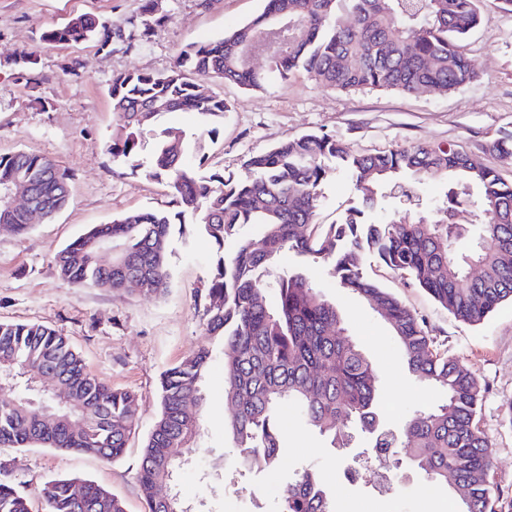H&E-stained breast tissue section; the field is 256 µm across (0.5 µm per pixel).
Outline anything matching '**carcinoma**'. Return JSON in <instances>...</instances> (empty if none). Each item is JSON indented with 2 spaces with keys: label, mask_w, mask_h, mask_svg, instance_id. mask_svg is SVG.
I'll return each instance as SVG.
<instances>
[{
  "label": "carcinoma",
  "mask_w": 512,
  "mask_h": 512,
  "mask_svg": "<svg viewBox=\"0 0 512 512\" xmlns=\"http://www.w3.org/2000/svg\"><path fill=\"white\" fill-rule=\"evenodd\" d=\"M278 18L292 24L284 47L264 70L254 69L244 48L262 42ZM488 22L483 0H267L262 14L222 38L186 45L168 72L133 70L112 78L109 94L119 131L106 150L132 170L166 181L177 211L129 212L92 227L56 255L59 277L113 293L130 289L135 280L136 292L159 297L172 284L168 249L174 218L194 215L220 251L234 242L232 251L218 257L208 288V342L161 375L160 412L139 469L147 512L167 510L162 492L171 488L175 469L168 449L192 450L200 426L186 418L184 406L189 401L203 406L205 371L218 347L224 349V398L234 408L228 430L246 470L278 467L279 412L288 405L330 447L348 448L353 431L367 433L375 449H404L429 484L445 485L452 493L460 489L458 512H495L490 444L477 420L485 386L435 345L396 296L366 277L362 263L374 254L455 318L483 321L512 301V183L452 145L355 154L340 139L307 133L247 157L242 173L226 178L204 177L184 163L182 130L162 128L149 146L142 140L166 112L224 117L228 105L209 92L211 77L254 89L303 70L340 91H457L476 79L464 41ZM90 38L105 48L112 31L78 16L45 35L55 44ZM336 168L354 179L358 204L336 223L318 224L322 185ZM430 179L445 185L436 215L413 224L371 219L388 198L410 199ZM68 181L67 171L49 158L24 151L0 156V189L24 182L41 201L61 209ZM471 206L481 216L478 238L462 252L456 248L461 237L456 218L459 209ZM247 224L258 226L256 236H240ZM106 242L116 249L110 269L96 261ZM285 250L301 258L298 267H279ZM318 267L328 269L337 287L381 307L408 372L445 388L444 403L417 411L396 430L380 424L375 365L346 334L336 305L314 286L308 270ZM46 369L62 376L65 389L44 404L19 391L17 379ZM135 419L133 395L87 370L62 332L43 324L0 323V446L115 460ZM77 484L86 487L81 501L73 494ZM38 494L44 512H126L121 498L87 479L58 477ZM0 512H31L28 496L0 480ZM277 512H334V501L315 470L306 468L286 481Z\"/></svg>",
  "instance_id": "carcinoma-1"
}]
</instances>
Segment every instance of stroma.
Here are the masks:
<instances>
[{
    "instance_id": "35a3bbf8",
    "label": "stroma",
    "mask_w": 512,
    "mask_h": 512,
    "mask_svg": "<svg viewBox=\"0 0 512 512\" xmlns=\"http://www.w3.org/2000/svg\"><path fill=\"white\" fill-rule=\"evenodd\" d=\"M145 0H0V156L19 150L55 160L70 174V198L52 218L18 235L0 230V322H34L62 331L87 368L113 388L132 393L137 417L126 451L117 461L51 448H0L6 479L28 493L32 512H42L39 488L69 475L95 481L145 512L138 481L141 452L160 410L162 373L205 340L206 289L217 247L197 226L174 231L169 248L172 286L161 298L113 294L66 284L56 272L57 253L89 228L130 211H172L161 182L132 173L105 148L117 129L108 94L114 76L130 70L164 73L191 42L219 39L250 21L265 0H157L160 23L144 30ZM487 26L475 31L464 51L479 77L458 91L357 90L319 86L299 71L288 81L249 90L212 78L208 86L229 110L216 134L204 135L203 154H190L203 175L238 173L244 158L305 133L327 134L353 151L375 153L421 143L456 144L512 182V159L492 142L512 131V12L487 0ZM85 15L112 28V46L45 42L44 33ZM35 52L29 69L14 63ZM316 221L333 224L357 195L348 174L324 184ZM444 196L442 185L424 184L419 204L390 199L385 218L409 224ZM365 274L413 310L449 356L486 386L478 409L491 443L492 481L500 503H512V302L477 325L455 319L411 280L367 257ZM314 281L335 303L346 326L376 365L378 414L400 427L415 410L446 399L443 388L412 378L385 318L356 295L337 288L325 271ZM206 403L199 417V449L189 454L177 490L192 512H272L284 477L296 467H314L336 497V512H452L447 487H428L422 475L399 459L393 488L378 491L346 477V466L321 436L284 409V448L276 472L239 477V455L226 433L231 407L224 400V357L214 355L204 380Z\"/></svg>"
}]
</instances>
